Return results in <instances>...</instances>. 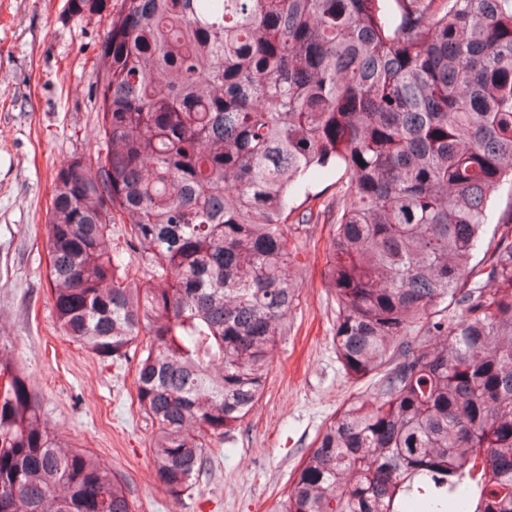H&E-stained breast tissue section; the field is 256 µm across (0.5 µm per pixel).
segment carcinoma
<instances>
[{
    "instance_id": "carcinoma-1",
    "label": "carcinoma",
    "mask_w": 512,
    "mask_h": 512,
    "mask_svg": "<svg viewBox=\"0 0 512 512\" xmlns=\"http://www.w3.org/2000/svg\"><path fill=\"white\" fill-rule=\"evenodd\" d=\"M103 25L97 148L53 178L57 326L139 352L175 499L261 398L299 300L289 242L331 216L333 344L364 390L276 512H512V0H66ZM334 171L336 198L299 210ZM0 512H133L50 433L0 346ZM511 203H512V191L509 184H504L497 192L492 213V225L489 227V233L492 232L494 225L498 221H505L511 219Z\"/></svg>"
}]
</instances>
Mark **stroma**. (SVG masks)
Returning a JSON list of instances; mask_svg holds the SVG:
<instances>
[{"label":"stroma","mask_w":512,"mask_h":512,"mask_svg":"<svg viewBox=\"0 0 512 512\" xmlns=\"http://www.w3.org/2000/svg\"><path fill=\"white\" fill-rule=\"evenodd\" d=\"M64 3L0 0V341L28 376L50 430L121 474L134 512H271L324 421L357 392L332 343L329 227L292 235L305 263L299 304L261 400L212 448L195 486L173 499L152 471L153 426L137 405L136 358L101 361L55 326L47 210L59 164L97 141L90 85L101 32L62 20Z\"/></svg>","instance_id":"obj_1"}]
</instances>
